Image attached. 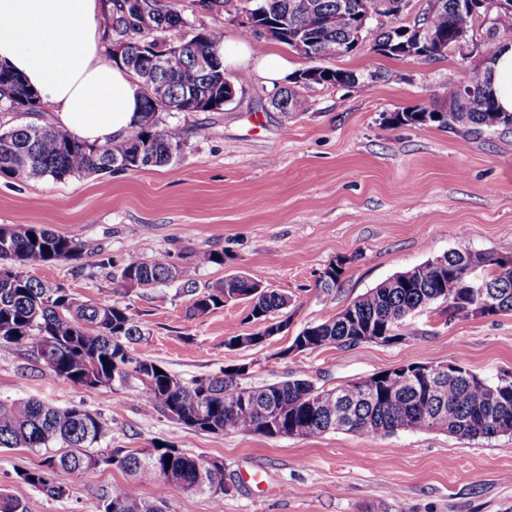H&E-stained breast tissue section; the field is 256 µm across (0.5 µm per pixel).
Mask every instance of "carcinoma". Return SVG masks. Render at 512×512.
I'll list each match as a JSON object with an SVG mask.
<instances>
[{
	"label": "carcinoma",
	"mask_w": 512,
	"mask_h": 512,
	"mask_svg": "<svg viewBox=\"0 0 512 512\" xmlns=\"http://www.w3.org/2000/svg\"><path fill=\"white\" fill-rule=\"evenodd\" d=\"M397 0H261L269 19H288L285 37L277 42L292 45L299 39L310 61L338 56L352 43L343 23L346 15L395 19ZM183 5L177 0H103L104 36L125 41L127 51L119 65L144 81L160 46V80L167 98L155 101L142 95V123L125 138L89 144L49 124L24 123L0 129V174L20 181L103 174L114 170L140 171L167 165L183 151L185 141L176 125L164 124L161 112H216L223 109L224 85H243V75L229 76L223 62L212 55L222 40L219 28L184 35L179 41L167 33L187 26ZM474 16L466 0H434L415 24L429 23L452 43L473 31ZM491 33L512 36V11L495 13ZM214 65L204 68L198 59ZM489 68L470 67L448 83L442 95L412 112H397L391 121L401 125L436 123L452 131L480 134L485 129L512 126V113L497 110L488 91ZM351 71L324 68L320 84L358 83ZM311 86L291 81L277 87L286 102L274 103L280 111L296 112L303 105L302 90ZM41 102L20 77L0 65V110L19 115L40 112ZM84 246L44 227L17 228L0 225V344H13L43 364L64 383L87 391L124 388L136 392L143 408L164 415L187 428L211 433L235 432L265 437H318L329 432L342 411H349L347 432L369 437L400 429H439L466 439H491L512 432V381L490 384L457 363V377L446 381L447 392L436 405L425 403L419 384L398 377L381 378L368 400L341 403L334 390H321L306 377L280 383L248 386L241 382L244 368H228L221 376L185 381L155 361L134 353L133 345L150 335L143 322L122 301L96 304L83 301L61 286L47 285L26 275L25 269L57 260H78ZM474 263L488 282L484 298L471 295L461 269ZM343 272L331 263L319 275L318 287L333 290ZM117 294L177 283L189 297L190 318L209 316L224 304L244 300L247 319L264 328L251 337L259 345L270 337L267 320L288 307V297L269 292L251 279L231 275L198 286L187 267L171 261L169 254H154L125 265L117 276ZM435 301L446 305L448 318L477 314L487 304V314L512 310V247L491 254L451 251L441 257L397 273L353 301L341 312L305 327L294 341L312 344V350L349 348L366 335L390 339L402 336L401 327L414 311ZM102 434L99 417L80 405L58 407L41 400L0 398V448H29L47 453L46 468L25 470L22 480L52 498H62L67 486L62 476L75 471L115 467L131 480L111 493L102 512H166L164 501H150L138 490L143 483L163 482L186 492L208 494L219 503L229 491L224 462L184 452L170 444L126 451L91 450ZM171 463H166V458ZM0 512H26L22 502L0 490Z\"/></svg>",
	"instance_id": "1"
}]
</instances>
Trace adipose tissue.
Returning <instances> with one entry per match:
<instances>
[{
    "label": "adipose tissue",
    "mask_w": 512,
    "mask_h": 512,
    "mask_svg": "<svg viewBox=\"0 0 512 512\" xmlns=\"http://www.w3.org/2000/svg\"><path fill=\"white\" fill-rule=\"evenodd\" d=\"M102 32L100 0H0V62L38 93L59 125L100 144L127 135L140 119L137 86L100 59ZM216 54L270 84L290 74L286 59L246 41L220 44Z\"/></svg>",
    "instance_id": "1"
}]
</instances>
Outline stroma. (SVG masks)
Returning a JSON list of instances; mask_svg holds the SVG:
<instances>
[{
    "label": "stroma",
    "instance_id": "1",
    "mask_svg": "<svg viewBox=\"0 0 512 512\" xmlns=\"http://www.w3.org/2000/svg\"><path fill=\"white\" fill-rule=\"evenodd\" d=\"M373 22L357 52L324 60L356 73L359 85H315L301 112L272 107L257 76L217 112L160 113L180 126L185 146L169 165L137 172L22 183L0 174V225L43 226L85 245L78 261L30 269L82 299L109 303L111 270L162 251L191 267L198 283L243 273L290 300L287 330L264 344L227 350L225 339L260 329L244 303L207 317L185 316L175 286L126 296L151 330L137 353L190 380L247 368L245 384L309 377L331 389L408 364L463 363L490 382L512 381V311L449 318L442 304L412 313L401 341L293 352L304 327L340 312L395 273L453 250L492 253L512 243V128L480 134L437 125L393 124L396 112L440 95L481 52L437 60L385 57ZM223 252V265L199 266L197 253ZM342 263L338 287L316 283ZM0 397L81 405L100 417L98 451L159 443L224 462L222 503L175 486L144 483L141 495L167 512H512V433L469 440L434 429L376 438L336 431L315 438L210 433L145 411L132 391H86L66 384L16 346L0 345ZM46 454L0 449V489L27 512H101L129 481L119 469L66 475L68 493L52 499L23 482ZM261 472L263 485L247 481Z\"/></svg>",
    "mask_w": 512,
    "mask_h": 512
}]
</instances>
